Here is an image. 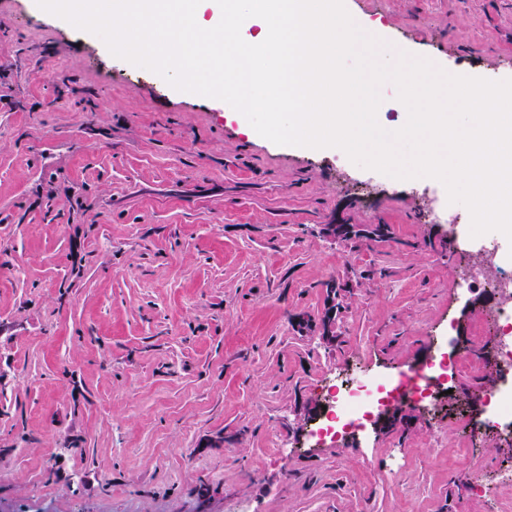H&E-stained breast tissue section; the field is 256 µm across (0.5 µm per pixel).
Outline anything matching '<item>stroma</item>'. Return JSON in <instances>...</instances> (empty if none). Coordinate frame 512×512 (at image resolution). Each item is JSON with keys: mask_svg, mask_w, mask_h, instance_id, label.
I'll use <instances>...</instances> for the list:
<instances>
[{"mask_svg": "<svg viewBox=\"0 0 512 512\" xmlns=\"http://www.w3.org/2000/svg\"><path fill=\"white\" fill-rule=\"evenodd\" d=\"M344 4L398 50L512 78V0ZM430 184L246 136L215 99L0 0V512H512V484L490 502L475 480L512 443L457 414L494 383L474 364L435 415L389 406L303 443L332 384L425 361L447 319L493 347L423 219ZM332 280L328 345L296 320Z\"/></svg>", "mask_w": 512, "mask_h": 512, "instance_id": "35a3bbf8", "label": "stroma"}]
</instances>
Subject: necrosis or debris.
<instances>
[{
	"instance_id": "1",
	"label": "necrosis or debris",
	"mask_w": 512,
	"mask_h": 512,
	"mask_svg": "<svg viewBox=\"0 0 512 512\" xmlns=\"http://www.w3.org/2000/svg\"><path fill=\"white\" fill-rule=\"evenodd\" d=\"M427 218L446 225L449 246L467 256L457 292L463 297L484 295L486 318L496 336L490 362L497 385L480 393L469 408L470 433L477 440H512V242L499 232L470 237L469 225L459 223L448 206L428 213ZM465 360L464 350L444 336L426 361L408 364L394 375L375 374L346 385L329 401L319 427L311 433L312 439L354 432L375 409L387 403L436 404Z\"/></svg>"
}]
</instances>
